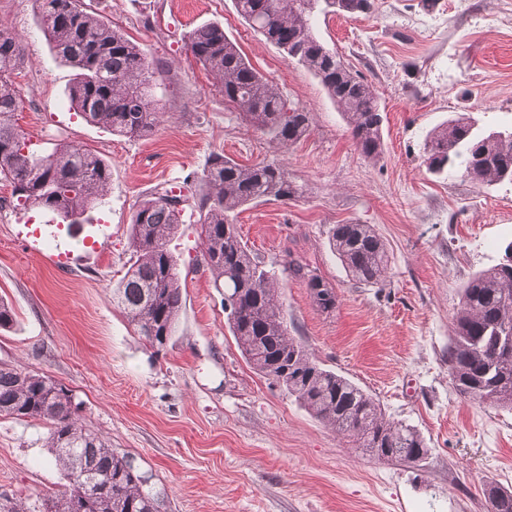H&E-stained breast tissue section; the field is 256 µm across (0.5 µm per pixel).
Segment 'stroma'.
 <instances>
[{
  "label": "stroma",
  "instance_id": "1",
  "mask_svg": "<svg viewBox=\"0 0 512 512\" xmlns=\"http://www.w3.org/2000/svg\"><path fill=\"white\" fill-rule=\"evenodd\" d=\"M155 65L164 117L147 137L112 134L70 107V67L56 59L35 0H0V25L23 39L13 80L17 124L31 152L70 141L97 153L112 176L83 220L101 225L99 249L56 260L78 234L37 239L60 223L18 206L0 182V364L48 375L72 390L85 425L133 459L161 512H487L484 487L512 490V407L460 396L448 368L461 289L500 262L512 241V184L429 174L427 134L459 112L488 131L512 126V0H375L355 18L317 14L316 35L377 90L386 113L378 163L356 151L345 119L306 68L237 13L234 0H85ZM220 23L246 58L309 112L311 129L285 149L228 103L190 53L191 29ZM277 161L303 185L293 201L260 202L237 217L244 243L279 278L288 330L326 368L370 394L390 420L415 427L425 459L380 461L354 448L254 371L224 317L222 291L201 256L194 208L168 247L180 264L183 307L164 351L146 348L112 300L134 260L129 224L155 186L190 194L211 158ZM373 225L390 255L382 287L358 283L328 246L336 224ZM318 268L336 291L326 314L288 270ZM38 422L0 417V506L62 489Z\"/></svg>",
  "mask_w": 512,
  "mask_h": 512
}]
</instances>
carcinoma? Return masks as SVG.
<instances>
[{
    "instance_id": "carcinoma-1",
    "label": "carcinoma",
    "mask_w": 512,
    "mask_h": 512,
    "mask_svg": "<svg viewBox=\"0 0 512 512\" xmlns=\"http://www.w3.org/2000/svg\"><path fill=\"white\" fill-rule=\"evenodd\" d=\"M242 18L268 42L316 77L345 117L355 149L368 161L383 154L386 115L378 94L336 50L314 33L317 12L367 15L374 0H236ZM41 28L61 62L74 69L68 96L84 120L112 133L145 137L161 123L145 51L121 31L88 11L83 0H40ZM193 57L215 73L224 99L270 144L290 146L311 127L309 113L289 106L279 88L258 72L218 23L186 35ZM23 62L21 37L0 27V181L24 206L77 219L101 202L111 170L81 145L63 143L40 156L27 150L15 124L21 101L12 75ZM424 164L437 177L460 175L477 185L512 182V129L481 132L476 119L459 113L427 135ZM303 187L276 163L244 165L214 157L195 194L154 188L134 211L129 243L136 261L113 289V301L145 345L160 353L174 336L182 310L181 272L168 241L189 204L199 212L203 259L224 289L229 330L258 373L355 447L387 461L413 463L428 454L412 426L385 417L380 405L350 379L325 368L288 332L287 313L275 270L254 258L243 243L236 215L267 200L288 202ZM329 248L358 282L383 283L389 270L386 244L370 224H336ZM323 312L336 308V293L316 270L288 264ZM448 367L465 398L512 407V268L500 263L463 285L448 346ZM71 390L50 377L0 365V416L34 420L45 429L46 447L62 471L63 489L8 512H155L159 499L148 477L78 416ZM488 512H512V491L485 489Z\"/></svg>"
}]
</instances>
